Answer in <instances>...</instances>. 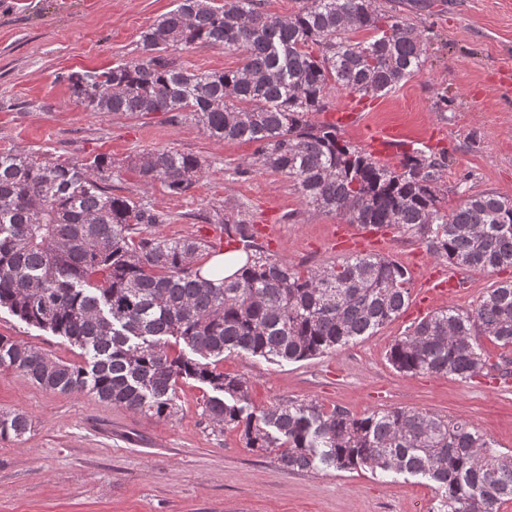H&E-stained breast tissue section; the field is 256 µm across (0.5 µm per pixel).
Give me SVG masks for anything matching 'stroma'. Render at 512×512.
I'll return each instance as SVG.
<instances>
[{"label": "stroma", "instance_id": "obj_1", "mask_svg": "<svg viewBox=\"0 0 512 512\" xmlns=\"http://www.w3.org/2000/svg\"><path fill=\"white\" fill-rule=\"evenodd\" d=\"M423 32L420 74L370 98L361 118L342 130L364 146L368 129L396 130L399 165L417 149L444 156L439 205L452 211L465 195L512 197V0H378ZM174 0H0V152L82 163L111 157L110 186L168 221L152 233L205 239L220 219L258 227L274 237L257 242L273 257L307 269L344 259L333 232L341 215L313 209L287 176L254 166L256 146L217 141L193 122L156 112L142 117L87 112L70 95L65 74L102 70L140 57V34ZM192 71H228L240 53L190 47L179 51ZM167 149L198 156L204 175L173 195L162 183L144 185L132 165ZM379 251L408 268L420 290L437 258L414 234L391 230ZM512 268L475 269L467 288L449 298L471 309ZM403 310L374 335L335 352L298 361L225 353L219 368L249 382V410L281 402L316 401L356 416L397 408L429 410L471 423L495 448L512 452V380L492 371L471 379L411 375L388 360L394 341L417 323ZM0 336L69 361L66 339L27 325L0 308ZM209 388L180 382L170 418L131 412L85 393L58 394L0 368V411L22 412L29 434L0 441V512H431V481L367 471L290 472L246 448L237 428L205 414Z\"/></svg>", "mask_w": 512, "mask_h": 512}]
</instances>
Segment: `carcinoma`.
<instances>
[{
  "label": "carcinoma",
  "mask_w": 512,
  "mask_h": 512,
  "mask_svg": "<svg viewBox=\"0 0 512 512\" xmlns=\"http://www.w3.org/2000/svg\"><path fill=\"white\" fill-rule=\"evenodd\" d=\"M368 31L355 41L350 33ZM142 56L103 71L63 76L87 112H170L216 140L257 145L255 163L296 182L306 202L364 228L394 226L419 237L449 266H512V198L466 196L451 213L438 206L444 162L421 152L381 164L343 140L325 112L328 82L380 97L424 63L419 26L382 12L377 0H304L289 17L263 0H176L140 35ZM191 46L243 54L232 71H189L174 57ZM145 184L183 194L205 172L199 157L150 152L135 163ZM112 160L50 162L0 152V307L67 339L77 361L52 357L0 336V367L41 388L83 392L132 412L170 417L179 382L211 389L204 411L241 430L246 447L275 454L290 471L334 469L421 475L437 484L432 512H500L512 503V454L463 420L417 409L357 417L317 402L245 412V378L218 370L224 352L300 361L370 336L411 295L408 269L381 254H355L303 271L256 243L252 224L224 225L246 264L208 280L197 238L145 235L165 214L112 194ZM512 347V281L489 289L476 307H448L395 340L388 359L414 374L471 379L498 370L481 339ZM184 344L195 357L172 353ZM31 431L23 413H0V439Z\"/></svg>",
  "instance_id": "carcinoma-1"
}]
</instances>
